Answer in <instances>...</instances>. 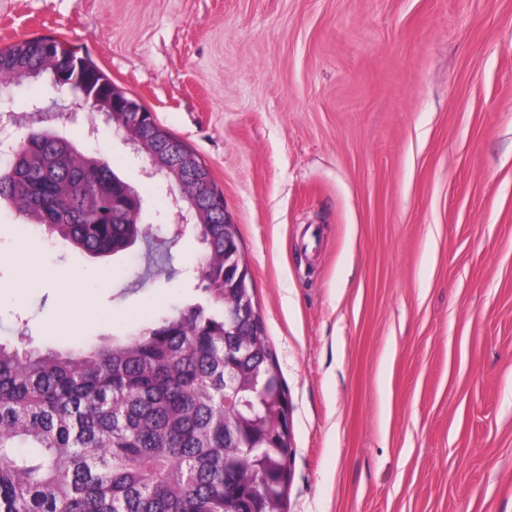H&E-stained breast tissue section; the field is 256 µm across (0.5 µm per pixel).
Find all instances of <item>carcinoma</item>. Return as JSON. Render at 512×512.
<instances>
[{"mask_svg":"<svg viewBox=\"0 0 512 512\" xmlns=\"http://www.w3.org/2000/svg\"><path fill=\"white\" fill-rule=\"evenodd\" d=\"M41 41L0 49V82L54 75ZM83 62L70 76L86 89L55 79L52 88L112 100V80ZM156 127L215 185L191 147ZM98 158L33 121L0 166V200L83 255L153 239V225L130 223L141 194ZM204 218L195 232L209 262L205 301L110 344L41 353L0 343V512H287L288 391L260 316L252 335L226 333L224 307L252 298V283L224 287V232L237 238L238 226Z\"/></svg>","mask_w":512,"mask_h":512,"instance_id":"cac0c4a2","label":"carcinoma"}]
</instances>
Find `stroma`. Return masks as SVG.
I'll return each instance as SVG.
<instances>
[{"label":"stroma","mask_w":512,"mask_h":512,"mask_svg":"<svg viewBox=\"0 0 512 512\" xmlns=\"http://www.w3.org/2000/svg\"><path fill=\"white\" fill-rule=\"evenodd\" d=\"M37 36L223 192L292 405L288 512H512V0H0V48ZM64 135L168 224L101 114ZM22 222L0 202L1 341L88 344L201 298L193 233L151 270L145 243L86 259ZM76 272L86 313L50 331ZM149 114H151L153 116L154 122H155L156 127L159 130V132L161 134H163L172 143V146L176 149V153L180 154V155H184L186 157H189L195 163L196 167L202 173V175L206 177V181L210 185H212L213 188H216V184L212 179L210 170L200 166L199 163L201 161V158L197 155V153L191 147H189L186 143H184L180 139L176 138L162 124H160L152 112H149Z\"/></svg>","instance_id":"stroma-1"}]
</instances>
